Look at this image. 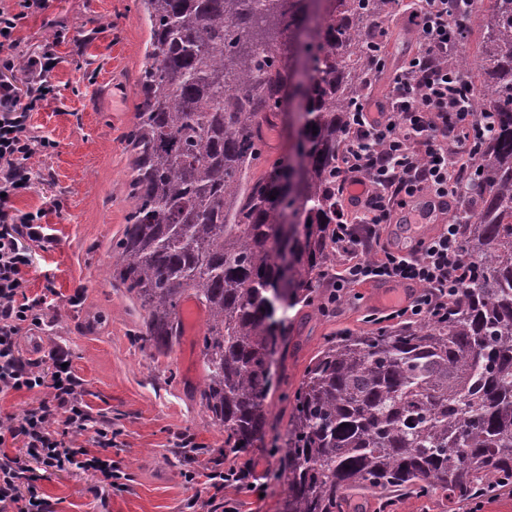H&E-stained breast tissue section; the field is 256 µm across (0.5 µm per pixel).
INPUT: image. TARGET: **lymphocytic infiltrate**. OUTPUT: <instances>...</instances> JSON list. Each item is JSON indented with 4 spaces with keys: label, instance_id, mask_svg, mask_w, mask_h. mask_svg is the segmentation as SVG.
Returning <instances> with one entry per match:
<instances>
[{
    "label": "lymphocytic infiltrate",
    "instance_id": "f902f5d3",
    "mask_svg": "<svg viewBox=\"0 0 512 512\" xmlns=\"http://www.w3.org/2000/svg\"><path fill=\"white\" fill-rule=\"evenodd\" d=\"M474 6L475 0H407L417 52L389 74L386 98L367 100L352 116L353 135L340 157L338 184L359 192L351 197L352 211L337 212L333 226V243L347 260L332 280L331 308H339L361 284H413L416 292L380 320L414 322L446 316L449 299L460 291L467 258L459 224L442 225L409 251L390 249L382 236L396 210L417 198L451 208L463 192L461 172L479 139L494 129L492 116L474 112L460 91V74L446 64L448 48L458 41ZM49 7V0L0 7V73L19 68L24 75L19 85L0 80V398L33 397L22 416L0 415V512H53L34 484L38 469L90 471L111 488L128 478L108 454L116 437L112 419L93 412L84 400L69 347L51 341L34 359L20 349L24 332L43 326L54 304L53 284L31 295L27 275L32 247L45 250L54 243L45 218L60 203L22 211L15 202L39 175L32 158L57 148L55 140L40 134L32 116L59 96L57 46L66 35L57 32L54 44L20 55L15 33L24 19ZM11 443L18 444V452L8 451ZM257 467V460L246 456L229 468L190 470L184 478L190 487L203 488L206 506L219 502L224 512H238L224 491L232 485L258 491Z\"/></svg>",
    "mask_w": 512,
    "mask_h": 512
}]
</instances>
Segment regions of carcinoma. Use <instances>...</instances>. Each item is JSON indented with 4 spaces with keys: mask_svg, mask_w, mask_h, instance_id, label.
I'll use <instances>...</instances> for the list:
<instances>
[{
    "mask_svg": "<svg viewBox=\"0 0 512 512\" xmlns=\"http://www.w3.org/2000/svg\"><path fill=\"white\" fill-rule=\"evenodd\" d=\"M150 23L135 121L133 205L112 281L145 311L134 340L168 352L191 297L207 314L200 403L224 456L270 447L282 512H346L349 492H441L448 512L512 486V0H492L479 66L494 135L455 220L470 260L448 316L343 332L311 359L284 435L266 441L271 348L288 313L327 303L339 151L386 58L398 0H140ZM304 101L299 164L265 161L263 126Z\"/></svg>",
    "mask_w": 512,
    "mask_h": 512,
    "instance_id": "obj_1",
    "label": "carcinoma"
}]
</instances>
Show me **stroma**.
Here are the masks:
<instances>
[{"instance_id":"obj_1","label":"stroma","mask_w":512,"mask_h":512,"mask_svg":"<svg viewBox=\"0 0 512 512\" xmlns=\"http://www.w3.org/2000/svg\"><path fill=\"white\" fill-rule=\"evenodd\" d=\"M60 30L67 34L56 70L60 95L33 116L34 125L58 147L35 160L43 176L16 200L23 211L52 198L61 202L60 211L46 217L56 242L46 251L34 249L28 271L31 294L41 293L50 281L59 301L49 312L52 331L26 334L21 349L28 357H39L56 335L68 345L85 401L112 418L118 432L112 459L131 479L119 491L92 474L63 471L39 476L36 485L56 512H194L185 471L213 466L219 458L225 465L234 463L223 455V431L210 423L198 400L205 378L204 327L183 324L179 341L164 354L140 348L133 335L144 312L109 275L112 244L121 237L131 208L124 134L134 120L149 26L140 0H52L47 12L23 20L18 53L39 50ZM303 123L301 113H278L267 135L270 159L288 156ZM421 206L417 200L398 210L384 241L415 247L418 236L412 224L422 220ZM425 223L429 235L441 228L434 218ZM411 292L407 285L365 284L353 288L335 313L306 307L292 314L288 354L276 368L280 390L268 398L279 430H287L291 414L280 391L297 388L327 339L343 330L370 329L378 296L390 293L402 299ZM75 294L79 303L68 305ZM181 432L193 436L203 455L182 452L175 439Z\"/></svg>"}]
</instances>
